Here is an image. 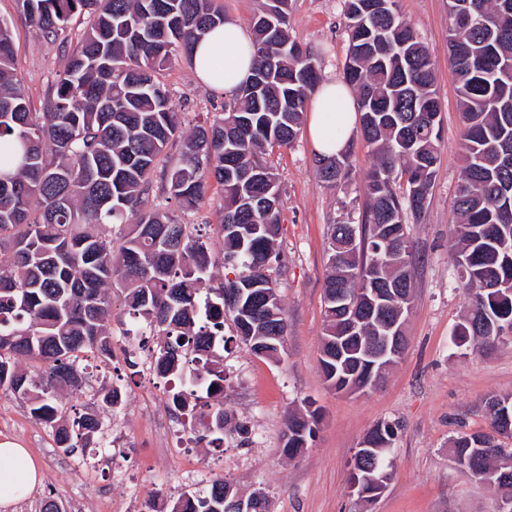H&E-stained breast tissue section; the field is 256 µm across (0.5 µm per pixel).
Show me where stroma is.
<instances>
[{"mask_svg": "<svg viewBox=\"0 0 512 512\" xmlns=\"http://www.w3.org/2000/svg\"><path fill=\"white\" fill-rule=\"evenodd\" d=\"M397 5L433 60L442 126L430 205L421 221L409 224L414 298L407 347L384 382L361 395H341L319 367L329 227L358 221L363 177L374 157L361 137L353 136L350 179L339 187L324 183L303 130L291 147L261 157L282 193V263L271 275L288 321L285 349L276 360L255 357L243 346L225 355L224 393L217 398L228 416L223 447L193 442L194 423L174 417L164 383L146 363L130 373L126 361L137 342L123 333L127 307L116 292L111 356L79 358L76 367L86 382L82 393L63 388L55 401L65 420L78 411L98 415L95 453L63 452L53 429L30 415L25 400L0 390V438L18 439L43 471L42 482L26 498L0 512H42L48 498L60 512H141L149 497L162 504L219 476L244 496L264 489L268 512H498V493L461 470L450 450L459 434L489 431L490 396L512 395V345L454 343L471 300L459 286L449 239L463 166V124L448 60V0H397ZM342 6V0H292V36L314 54L324 80L343 77L348 36ZM0 18L13 29L25 94L33 108H41L65 66L63 45L45 39L17 0H0ZM163 81L187 124L221 112L223 93L198 81L188 60L173 61ZM220 195L218 187H210L194 210L180 214L190 232L206 235L216 246ZM116 382L125 396L122 409L114 412L105 409L103 396ZM309 401L322 408L323 421L311 447L287 457L285 415ZM382 422L399 425L390 453L393 475L385 492L366 502L349 485L350 463L365 435Z\"/></svg>", "mask_w": 512, "mask_h": 512, "instance_id": "obj_1", "label": "stroma"}]
</instances>
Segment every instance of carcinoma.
Returning a JSON list of instances; mask_svg holds the SVG:
<instances>
[{
    "instance_id": "cac0c4a2",
    "label": "carcinoma",
    "mask_w": 512,
    "mask_h": 512,
    "mask_svg": "<svg viewBox=\"0 0 512 512\" xmlns=\"http://www.w3.org/2000/svg\"><path fill=\"white\" fill-rule=\"evenodd\" d=\"M17 2L51 41L67 39L76 15H88L90 26L35 112L18 79L11 26L0 20V390L24 399L60 447L84 453L99 430L97 415L61 423L55 397L62 387L82 391L80 356L111 355L114 290L125 294L127 335L163 333L156 375L195 371L192 383L170 389L176 414L196 409L200 385L208 398L224 393L229 341L278 358L287 319L271 270L283 209L260 155L295 142L319 73L314 55L291 39V0H266L252 24L253 77L224 112L186 132L160 77L224 24L217 0ZM448 9L465 157L451 240L460 284L472 296L457 336L476 345L512 342V0H448ZM344 18V79L356 91L359 131L375 163L363 179L360 223L333 224L329 234L319 364L334 389L368 376L355 363L362 340L343 338L348 307L368 308L357 290L400 288L413 277L406 217L419 222L427 212L442 113L429 52L395 0H344ZM176 139L179 158L162 177L180 209L196 207L211 182L222 191L223 264L234 278L203 298L200 286L214 266L208 240L173 212L142 207L160 155ZM331 162L333 175L319 161L317 175L339 186L350 176L349 157L342 152ZM114 224L126 228L118 242L108 234ZM227 320L232 339L224 336ZM21 358L44 370L20 369ZM486 408L493 433L451 439L452 455L466 470L508 474L511 481L496 487L512 497V455H500L496 443L512 433V400L491 396ZM225 420L220 407L211 414V442H224ZM319 423L316 409L290 414L284 451L308 447ZM396 436L389 422L369 433L361 454L367 470L391 469ZM228 491L236 493L214 478L167 510L151 501L146 512H227Z\"/></svg>"
}]
</instances>
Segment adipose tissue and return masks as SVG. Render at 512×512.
<instances>
[{
    "instance_id": "1",
    "label": "adipose tissue",
    "mask_w": 512,
    "mask_h": 512,
    "mask_svg": "<svg viewBox=\"0 0 512 512\" xmlns=\"http://www.w3.org/2000/svg\"><path fill=\"white\" fill-rule=\"evenodd\" d=\"M253 43L233 21L211 30L194 48L191 68L202 83L235 97L251 75ZM356 125L354 96L343 82L328 80L315 93L308 132L316 157L344 150ZM41 481L39 469L26 448L11 439L0 440V505L24 498Z\"/></svg>"
}]
</instances>
